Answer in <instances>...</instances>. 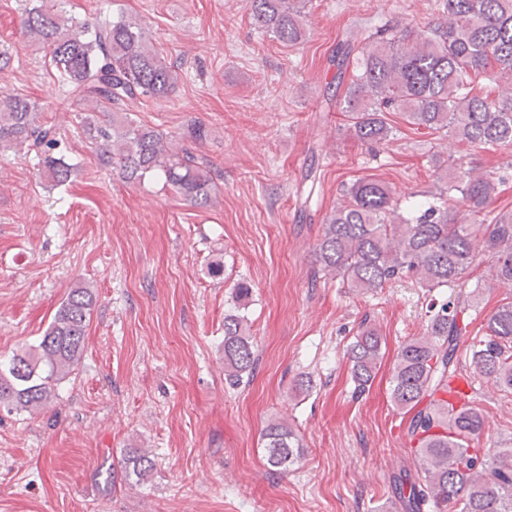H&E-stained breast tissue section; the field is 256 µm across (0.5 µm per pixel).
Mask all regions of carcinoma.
Returning a JSON list of instances; mask_svg holds the SVG:
<instances>
[{
    "label": "carcinoma",
    "instance_id": "carcinoma-1",
    "mask_svg": "<svg viewBox=\"0 0 512 512\" xmlns=\"http://www.w3.org/2000/svg\"><path fill=\"white\" fill-rule=\"evenodd\" d=\"M305 4L300 0H249L255 24L278 41L305 39ZM25 32L43 46L47 64L68 88L72 111L94 141L99 160L124 178L142 181L160 174L190 202L213 203L215 183L207 162L186 149L170 148L164 133L136 123L135 105L145 98H167L178 73L150 44L144 28L121 15L89 26L66 15L60 0H32ZM81 26L86 38L71 33ZM353 46L342 44L331 63L343 82ZM512 76V0H443V17L425 37L411 38L394 27L358 51L340 110L358 140L386 143L394 138L385 120L401 112L418 127L443 132L473 146L512 147V94L480 93L476 80L491 71ZM53 126L36 121L23 95L0 97V151L53 150ZM46 178L63 185L73 167L46 156ZM439 185L418 216H403L387 185L358 179L343 190L344 201L326 217L316 245L321 271L362 291L412 276L428 292L449 288L431 299L427 334L399 348L390 377V399L403 415L406 434L417 442L414 467L394 480L402 512H512V448L481 452L469 447L484 430L480 411L458 407L445 395L463 399L456 383L468 381L458 367L457 350L472 310L464 288L476 251L496 258L497 280L512 284V217L493 215L489 206L496 183L471 169L438 177ZM460 203L477 224H458L449 202ZM96 296L85 285L71 288L36 343L0 359V408L36 411L57 397L60 384L79 366ZM382 337L362 328L349 350L359 391L376 376ZM477 372L505 391L512 390V302L485 321L483 337L471 346ZM26 369L14 375L12 364ZM257 365L245 316H224V379L238 386ZM267 464L285 471L300 458L302 444L285 419L270 421L263 432ZM156 462L142 448H127L106 470V485L117 478L147 480Z\"/></svg>",
    "mask_w": 512,
    "mask_h": 512
}]
</instances>
